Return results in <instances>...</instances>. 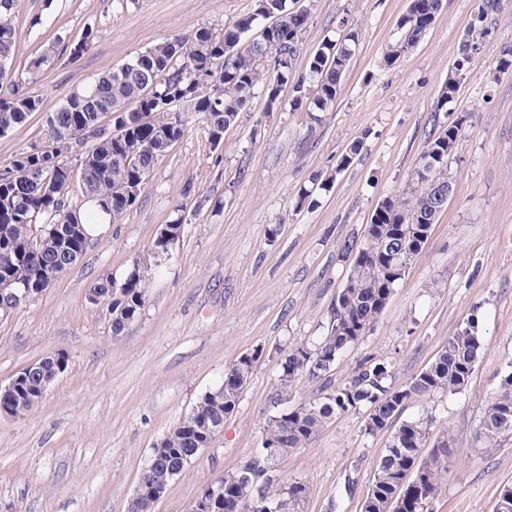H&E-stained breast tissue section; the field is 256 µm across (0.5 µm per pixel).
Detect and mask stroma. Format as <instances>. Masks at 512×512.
<instances>
[{"instance_id": "1", "label": "stroma", "mask_w": 512, "mask_h": 512, "mask_svg": "<svg viewBox=\"0 0 512 512\" xmlns=\"http://www.w3.org/2000/svg\"><path fill=\"white\" fill-rule=\"evenodd\" d=\"M409 0H301L310 14L295 75L337 21L361 29L336 102L324 112L249 111L210 150L195 113L184 137L159 159L121 223L33 301L0 316V384L56 353L66 370L20 417L0 414V512H128L156 444L217 385L241 355L259 352L239 405L209 448L173 479L154 512H188L202 489L236 470L261 446L280 391L285 349L319 335L343 285L344 240L360 234L377 203L400 194L418 165L438 108L467 113L448 162L454 194L365 341L337 361L344 380L369 358L387 361L401 385L427 365L481 310L484 351L463 394L425 396L403 413L429 412L456 449L434 512H495L512 484V441L482 452L475 433L486 397L512 361V73H497L512 16L474 60L454 99L440 105L476 0H442L421 41L396 64L384 58L400 37ZM254 0H22L14 19L16 80L42 100L25 123L0 135V164L38 142L44 115L74 91L161 38L220 28ZM56 65L30 74V59L53 42L75 45ZM354 163L336 162L354 141ZM332 178L315 206L300 202L314 175ZM185 206L169 260L152 271L137 321L112 333L106 306L87 293L101 277L123 279L159 229ZM388 433L369 435L364 417L327 422L304 447L278 459L271 476L309 485L306 512H361ZM352 488H345L346 478Z\"/></svg>"}]
</instances>
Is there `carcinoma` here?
Returning <instances> with one entry per match:
<instances>
[{
    "label": "carcinoma",
    "mask_w": 512,
    "mask_h": 512,
    "mask_svg": "<svg viewBox=\"0 0 512 512\" xmlns=\"http://www.w3.org/2000/svg\"><path fill=\"white\" fill-rule=\"evenodd\" d=\"M442 0H410L399 22L401 39L388 53L391 66L412 50L434 21ZM502 0H479L477 17L467 29L453 64L454 75L441 90L444 105L457 93L459 81L472 61L493 37ZM21 0H0V130L22 124L28 114L40 111L41 98L22 91L9 74L16 46L14 18ZM272 19L269 28L250 37L260 26L255 16ZM309 20L305 10H292L289 0H255L252 12L222 29L201 27L190 34H173L110 70L85 89L69 95L55 112L46 114L41 133L64 138L79 126L94 137L90 150L76 155L77 166L68 162L71 152L39 155L30 146L0 165L6 172L0 181V286L15 288L24 282L30 288H46L43 275L62 273L89 246V236L71 205L75 189L86 200L98 203L116 224L135 205L158 160L168 152L166 141L177 142L185 134L186 121L180 114L150 100L175 98L180 105L201 115L207 142L216 150L224 131L233 126L239 113L251 106L256 91L266 94V109L281 107V92L291 87L289 107L324 112L342 91L350 68L353 46L359 32L345 18L339 21L343 35L324 40L309 60L305 81H292L298 43ZM56 47L47 46L29 64L32 72L51 66ZM209 75L205 84L193 72ZM100 112L120 114V132L98 133ZM467 119L460 114L439 123L441 131L426 142L412 184L399 196L383 198L374 209L359 245L347 240L342 246L353 262L344 275L330 319L320 336L296 344L281 359V394L266 419L261 448L250 462L251 481L240 479L237 469L224 475V496L215 512H236V505L258 497L275 504L286 494L308 498L304 481L285 485L269 477L271 464L296 448L304 447L327 419L349 411L364 415L365 433L374 435L394 428L374 473L361 512H423L425 497L438 495L455 439L444 431L431 439L435 417L422 413L394 422L409 403L434 394L458 395L465 391L484 350L479 327L480 307L473 308L467 322L443 345L436 357L405 384L392 383L391 365L370 358L344 382L336 383L332 371L336 360L352 345L364 341L386 308L394 288L404 279L402 266L407 255L418 253L424 240L421 232L430 219L431 194L448 188V159L456 149L459 131ZM163 140L152 151L134 150L152 135ZM363 142H353L340 157L336 171L348 168L361 153ZM41 179L50 186L44 193L35 184ZM166 248L153 242L148 259L133 264L120 281L122 292L110 294L113 278L106 276L93 291L107 302L112 315V333L120 335L141 314L148 294V271L163 265ZM260 358V351L240 356L224 371V378L206 392L182 422L152 449L139 482L148 488L169 484L196 457V449L211 442L210 429L238 407L244 389ZM63 354L38 361L15 388L0 392V409L16 417L31 410L43 397L45 385L60 374ZM321 382L309 401L288 407V392L302 377ZM475 439L486 452L512 440V362L502 371L496 391Z\"/></svg>",
    "instance_id": "1"
}]
</instances>
